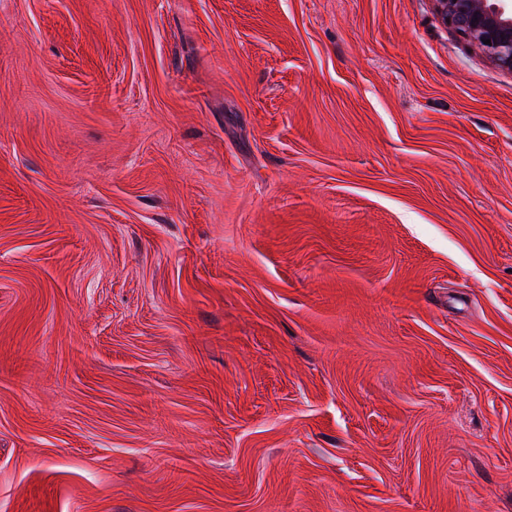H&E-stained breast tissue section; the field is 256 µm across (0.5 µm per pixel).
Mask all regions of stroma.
Masks as SVG:
<instances>
[{
  "label": "stroma",
  "instance_id": "1",
  "mask_svg": "<svg viewBox=\"0 0 512 512\" xmlns=\"http://www.w3.org/2000/svg\"><path fill=\"white\" fill-rule=\"evenodd\" d=\"M0 512H512V75L435 0H0Z\"/></svg>",
  "mask_w": 512,
  "mask_h": 512
}]
</instances>
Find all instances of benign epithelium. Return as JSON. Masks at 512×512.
I'll list each match as a JSON object with an SVG mask.
<instances>
[{
	"label": "benign epithelium",
	"instance_id": "benign-epithelium-1",
	"mask_svg": "<svg viewBox=\"0 0 512 512\" xmlns=\"http://www.w3.org/2000/svg\"><path fill=\"white\" fill-rule=\"evenodd\" d=\"M437 8L447 25L512 75V0H437Z\"/></svg>",
	"mask_w": 512,
	"mask_h": 512
}]
</instances>
